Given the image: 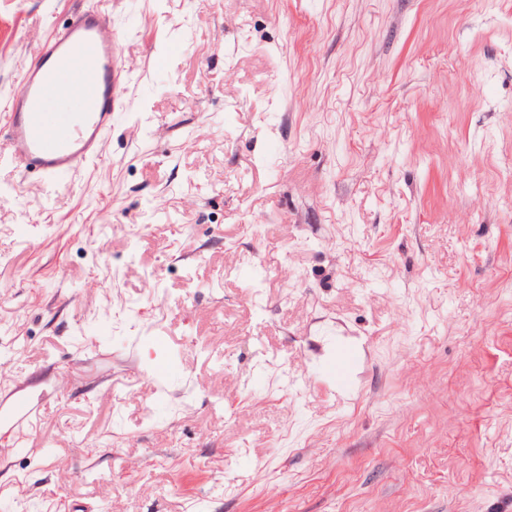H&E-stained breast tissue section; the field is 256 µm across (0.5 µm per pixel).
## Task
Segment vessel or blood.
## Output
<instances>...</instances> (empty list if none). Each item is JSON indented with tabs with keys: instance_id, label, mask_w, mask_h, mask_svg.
Returning <instances> with one entry per match:
<instances>
[{
	"instance_id": "b4317fda",
	"label": "vessel or blood",
	"mask_w": 512,
	"mask_h": 512,
	"mask_svg": "<svg viewBox=\"0 0 512 512\" xmlns=\"http://www.w3.org/2000/svg\"><path fill=\"white\" fill-rule=\"evenodd\" d=\"M127 85L110 18L75 11L38 48L10 98L7 141L20 171L36 173L49 183L98 159ZM54 102L63 103L64 111H52ZM355 363L349 348H338L336 362L328 368L337 392L349 391ZM8 400L5 418L13 429H23L36 402L18 388L9 392Z\"/></svg>"
}]
</instances>
